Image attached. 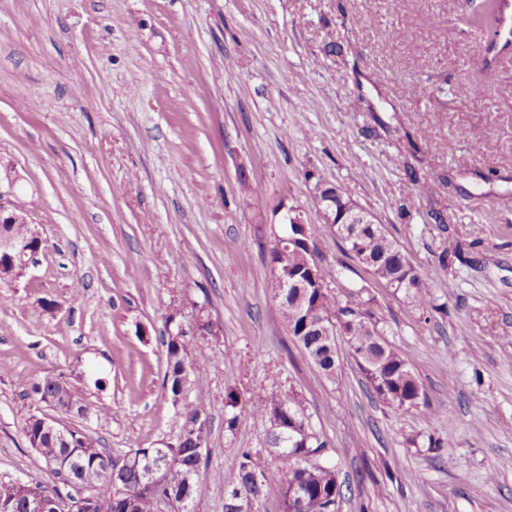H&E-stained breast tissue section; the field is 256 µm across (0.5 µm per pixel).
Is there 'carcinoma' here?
Returning <instances> with one entry per match:
<instances>
[{"mask_svg": "<svg viewBox=\"0 0 512 512\" xmlns=\"http://www.w3.org/2000/svg\"><path fill=\"white\" fill-rule=\"evenodd\" d=\"M509 6L508 0H490L487 12L477 15L471 22L490 25L497 20L499 9ZM359 253L371 259L365 263L373 277L387 287L402 291L416 305L431 303V292L421 276L411 278V284L402 282L400 271L409 265L395 241L381 226L365 234L361 245L348 244V254ZM305 246L299 242L283 247L273 239L268 252L269 264L278 271L299 274L305 262ZM282 320L288 332L299 343L309 361L328 378L336 376L338 369L336 342L325 343L321 337L298 329L307 318H325L336 323L343 333L360 370L376 394L395 410L419 404L415 400L424 393L423 385L407 363L386 343L382 342L374 325L366 320V312L358 301H342L329 292L309 289L307 304L299 308L288 296L279 298ZM196 335L173 336L169 329L162 333L166 352V370L163 386L169 398L179 395L186 386L191 368L189 354L197 343ZM61 380L47 375L32 385V393L39 401L60 392ZM238 395L230 390L225 395L224 428L234 432L239 414ZM254 412L268 417L272 410H280V431L284 437L279 453L286 462L282 471V512H335L337 491L335 468L318 463L325 442L310 431L298 398L290 394L282 400L251 402ZM56 409L69 413L76 411L85 419L99 415L100 410L90 406L73 388L65 387ZM209 423L206 393L197 388L193 398L183 399L178 415L177 444L160 448H137L125 455H112L108 448L88 435L69 430L72 441L65 445L55 437L39 434L38 423L27 419L23 433L34 447L33 459L37 469H47L64 485L75 490L66 494L69 499L93 500L92 512H155L158 500L167 501L171 512H196L201 494L200 470L205 464L204 450L207 428H197L198 419ZM268 480L248 450L240 453L235 484L239 490L226 493L224 512H255ZM48 498L61 496L57 487H48L32 476L27 481L0 479V512H31L30 500L35 496Z\"/></svg>", "mask_w": 512, "mask_h": 512, "instance_id": "carcinoma-1", "label": "carcinoma"}]
</instances>
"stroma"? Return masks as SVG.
Wrapping results in <instances>:
<instances>
[{"label":"stroma","instance_id":"1","mask_svg":"<svg viewBox=\"0 0 512 512\" xmlns=\"http://www.w3.org/2000/svg\"><path fill=\"white\" fill-rule=\"evenodd\" d=\"M481 5L0 0V182L45 244L0 281V479L56 482L22 432L52 373L102 409L62 425L115 454L171 441L160 336L203 306L220 334L186 386L208 392L196 512H224L244 448L268 475L261 512H280L285 462L250 403L291 392L336 469V512H512V44L465 24ZM321 182L431 286L415 306L332 228L316 241L329 293L364 300L426 405L391 410L342 341L326 378L282 325L269 224L281 205L319 222Z\"/></svg>","mask_w":512,"mask_h":512}]
</instances>
